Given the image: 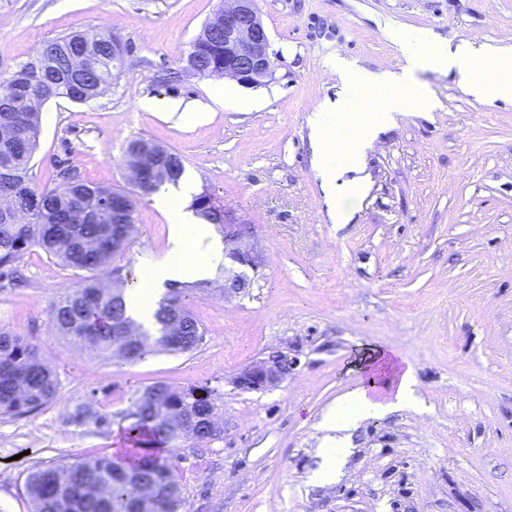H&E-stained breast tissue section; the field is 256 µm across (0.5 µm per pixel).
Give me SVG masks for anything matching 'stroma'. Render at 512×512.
Listing matches in <instances>:
<instances>
[{"instance_id": "35a3bbf8", "label": "stroma", "mask_w": 512, "mask_h": 512, "mask_svg": "<svg viewBox=\"0 0 512 512\" xmlns=\"http://www.w3.org/2000/svg\"><path fill=\"white\" fill-rule=\"evenodd\" d=\"M220 0H0V76L75 31L131 44L125 68L86 103L39 109L31 179L56 187L63 168L131 190L123 149L144 137L177 153L197 191L254 231L265 265L248 295L227 299L223 258L212 288L186 302L203 332L193 351H154L133 365L99 358L51 328L50 304L81 276L39 249L0 279V327L34 342L60 380L40 410L0 418V512H31L25 482L60 459L119 456L122 413L146 387L208 386L224 432L166 446L191 512H512V100L481 104L452 71L422 69L436 107L410 110L365 155L369 186L333 223L307 118L335 99L341 56L371 71L401 60L390 33L431 31L454 43L512 46V0H258L272 49L271 80L225 79L222 108L190 125L144 110L153 98L208 103L215 79L189 71L192 42ZM110 267L143 278L165 251L169 224L138 200ZM298 359L278 387L234 388L252 360ZM396 353L417 379L419 405L363 421L339 480L320 483L327 407L357 384L356 363ZM83 403L110 423L76 421Z\"/></svg>"}]
</instances>
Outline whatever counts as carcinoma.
<instances>
[{
    "mask_svg": "<svg viewBox=\"0 0 512 512\" xmlns=\"http://www.w3.org/2000/svg\"><path fill=\"white\" fill-rule=\"evenodd\" d=\"M102 34L83 30L46 42L37 55L15 73L0 79V275L18 278L17 263L31 248L41 249L65 267L85 273L81 287L59 296L50 307L59 335L80 342L95 355L124 365L141 361L155 349L190 352L203 340V330L185 302L186 293L206 289L209 280L166 283L167 293L154 312L155 329L146 330L126 311L127 288L139 285L129 277L125 287L103 281L100 271L126 241L130 225L112 222V196L118 191L93 186L74 174L55 188H36L31 160L37 148L39 113L32 98H65L87 102L103 92L113 75L112 44ZM97 43L90 59L89 83L71 84L68 54L83 43ZM187 57L200 70L224 66V44H191ZM60 382L56 371L27 338L0 329V416L29 415L54 400ZM214 390L195 386L156 385L144 390L123 415L129 438L142 453L135 460L103 458L94 462L65 461L29 473L26 490L33 512H137L149 490V512H178L173 468L154 449L180 438L210 439L207 427ZM78 421L97 427L109 424L104 414L75 407Z\"/></svg>",
    "mask_w": 512,
    "mask_h": 512,
    "instance_id": "obj_1",
    "label": "carcinoma"
}]
</instances>
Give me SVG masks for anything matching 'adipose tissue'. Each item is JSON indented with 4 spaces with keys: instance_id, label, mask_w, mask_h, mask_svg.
I'll use <instances>...</instances> for the list:
<instances>
[{
    "instance_id": "obj_1",
    "label": "adipose tissue",
    "mask_w": 512,
    "mask_h": 512,
    "mask_svg": "<svg viewBox=\"0 0 512 512\" xmlns=\"http://www.w3.org/2000/svg\"><path fill=\"white\" fill-rule=\"evenodd\" d=\"M392 41L402 59L398 71L375 74L350 67L337 60L336 73L343 90L336 101L316 111L309 119L316 150L339 153L338 165H320L319 174L327 192L331 215L336 223L348 220L346 198L358 195L366 186L363 174V148L385 129L395 114L416 108L427 112L434 106L432 96L413 82L414 73L422 68L456 71L461 88L476 101L489 104L498 99L512 100V48L508 46H477L463 40L451 45L423 32L409 37L394 33ZM376 97L373 109L361 113L362 120L349 140L338 142L335 134L337 118L360 113L362 97ZM193 185L182 181L179 194L163 192L156 196L155 206L169 223L167 250L164 258L148 272L149 287L130 289L127 312L136 321L151 325L155 300L166 282L194 274H205L209 259L193 252L196 240L206 236L205 225L181 206V199L190 195ZM362 375L357 387L340 396L324 414L321 428L324 436L321 452L324 463L321 476L333 482L341 475L350 454L345 431L368 417L399 410L415 399L416 378L411 368L378 353L360 365Z\"/></svg>"
}]
</instances>
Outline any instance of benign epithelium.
<instances>
[{"label": "benign epithelium", "mask_w": 512, "mask_h": 512, "mask_svg": "<svg viewBox=\"0 0 512 512\" xmlns=\"http://www.w3.org/2000/svg\"><path fill=\"white\" fill-rule=\"evenodd\" d=\"M203 30L224 40V69L220 74L245 86H258L272 75L270 37L258 0H224L223 12ZM252 231L224 216V297L244 294L264 265L262 252L250 241ZM297 358L275 351L257 358L233 379L240 390H266L279 386L294 370Z\"/></svg>", "instance_id": "1"}]
</instances>
